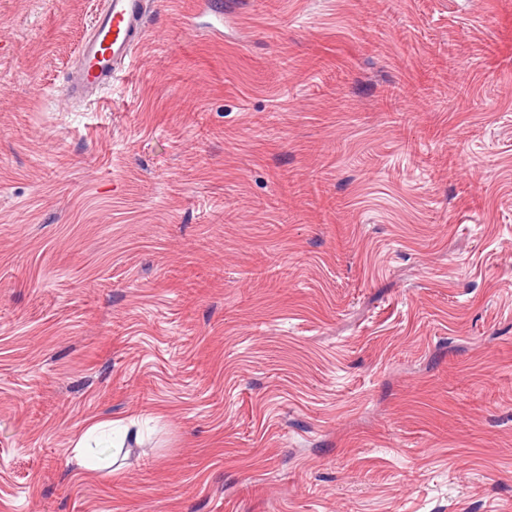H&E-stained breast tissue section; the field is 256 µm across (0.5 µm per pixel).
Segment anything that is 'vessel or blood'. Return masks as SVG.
Instances as JSON below:
<instances>
[{
	"mask_svg": "<svg viewBox=\"0 0 512 512\" xmlns=\"http://www.w3.org/2000/svg\"><path fill=\"white\" fill-rule=\"evenodd\" d=\"M150 0H104L81 44L67 79L69 99L84 100L103 89L139 45L147 25Z\"/></svg>",
	"mask_w": 512,
	"mask_h": 512,
	"instance_id": "b4317fda",
	"label": "vessel or blood"
}]
</instances>
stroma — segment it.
Masks as SVG:
<instances>
[{"mask_svg": "<svg viewBox=\"0 0 512 512\" xmlns=\"http://www.w3.org/2000/svg\"><path fill=\"white\" fill-rule=\"evenodd\" d=\"M100 2L0 0V512H512V0H154L75 102ZM103 423L95 422L88 426L84 435L75 443L74 459L80 466L91 469H104L113 464V455L108 456L105 450L92 448L88 443L89 438L101 427Z\"/></svg>", "mask_w": 512, "mask_h": 512, "instance_id": "stroma-1", "label": "stroma"}]
</instances>
